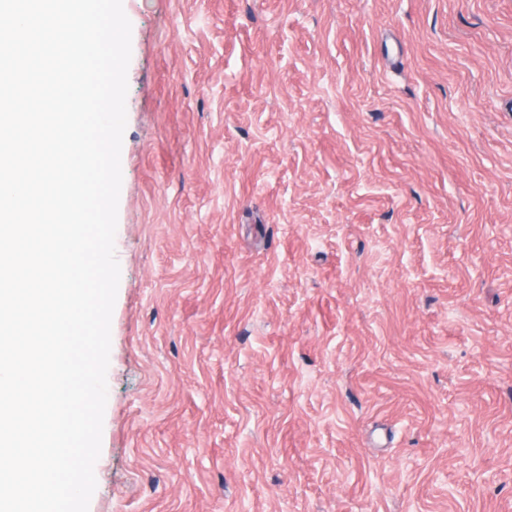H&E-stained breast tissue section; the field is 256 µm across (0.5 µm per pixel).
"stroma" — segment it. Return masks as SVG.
Here are the masks:
<instances>
[{
    "mask_svg": "<svg viewBox=\"0 0 512 512\" xmlns=\"http://www.w3.org/2000/svg\"><path fill=\"white\" fill-rule=\"evenodd\" d=\"M89 512H512V0H123Z\"/></svg>",
    "mask_w": 512,
    "mask_h": 512,
    "instance_id": "35a3bbf8",
    "label": "stroma"
}]
</instances>
